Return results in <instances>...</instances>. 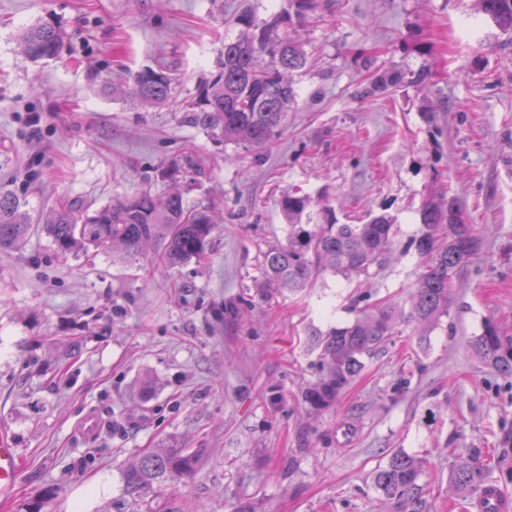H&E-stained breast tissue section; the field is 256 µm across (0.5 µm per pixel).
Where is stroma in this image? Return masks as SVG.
Listing matches in <instances>:
<instances>
[{
	"label": "stroma",
	"instance_id": "obj_1",
	"mask_svg": "<svg viewBox=\"0 0 512 512\" xmlns=\"http://www.w3.org/2000/svg\"><path fill=\"white\" fill-rule=\"evenodd\" d=\"M287 8L0 0V191L19 195L33 222L19 249L0 252V428L21 453L0 512L48 483L62 487L48 512H97L119 496L122 464L158 448L203 451L166 491L168 512H386L372 475L398 449L428 460L436 512H476L448 488L456 460H475L492 481L512 472V378L471 347L489 322L512 338V34L476 0H333L292 32L309 63L270 146L227 144L191 124L184 107L239 35L233 16ZM43 19L68 37L57 58L34 62L18 34ZM148 67L174 78L171 105L101 92V79L122 85ZM389 67L430 79L361 97ZM174 186L187 205L209 206L215 226L202 260L161 274L153 249L64 258L42 228L62 199L94 210ZM293 188L314 201L305 225L322 223L326 205L340 224L394 217L390 260L369 286L402 306L417 279L423 199L457 197L478 227L449 317L423 344L405 329L318 412L302 395L319 373L309 334L352 322L355 286L328 273L258 295L265 253L288 243L280 199ZM243 297L252 305L241 311ZM90 414L99 429L85 434Z\"/></svg>",
	"mask_w": 512,
	"mask_h": 512
}]
</instances>
